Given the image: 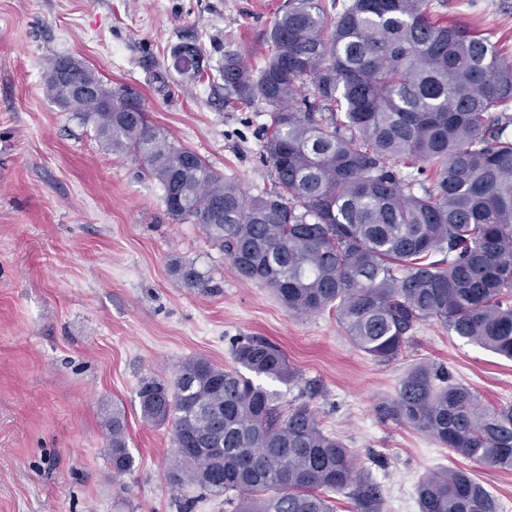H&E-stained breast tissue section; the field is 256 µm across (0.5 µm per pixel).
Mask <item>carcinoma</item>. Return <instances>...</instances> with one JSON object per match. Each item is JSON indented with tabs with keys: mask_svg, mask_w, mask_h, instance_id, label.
<instances>
[{
	"mask_svg": "<svg viewBox=\"0 0 512 512\" xmlns=\"http://www.w3.org/2000/svg\"><path fill=\"white\" fill-rule=\"evenodd\" d=\"M263 67L224 52V105L269 108L265 159L273 187L248 194L195 151L151 126L140 102L109 89L70 57L55 58L45 91L92 120L105 148L132 154L160 182L168 213L201 226L246 281L297 316L332 311L351 343L396 360L415 327L448 333L512 360V62L488 37L433 18V0H288ZM198 51L174 65L198 69ZM88 90L85 96L66 86ZM432 172L431 186L417 175ZM188 288L210 278L174 266ZM240 368L194 357L171 383L141 381L143 420L168 425L169 481L221 496L232 512H333L351 492L378 512L350 451L306 404L286 410L260 379L291 382L286 354L264 338L233 346ZM379 415L479 464L512 470V404L480 406L443 364L422 361ZM112 475L130 472L126 416H103ZM420 512H498L468 473L432 470L417 484Z\"/></svg>",
	"mask_w": 512,
	"mask_h": 512,
	"instance_id": "cac0c4a2",
	"label": "carcinoma"
}]
</instances>
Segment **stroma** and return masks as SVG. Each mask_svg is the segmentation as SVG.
Returning <instances> with one entry per match:
<instances>
[{"instance_id": "1", "label": "stroma", "mask_w": 512, "mask_h": 512, "mask_svg": "<svg viewBox=\"0 0 512 512\" xmlns=\"http://www.w3.org/2000/svg\"><path fill=\"white\" fill-rule=\"evenodd\" d=\"M287 0H0V512H230L187 483L172 489L171 432L143 422L141 379L172 380L190 357L231 369L233 342L262 336L296 373L272 383L280 406L304 403L378 486L381 512H419L427 471L468 472L512 512V470L491 468L379 417L414 363L444 364L481 404L512 403V361L418 325L400 357L358 350L329 311L291 314L244 281L200 225L168 214L141 160L115 156L93 123L44 93L49 65L70 56L109 87L134 92L152 125L249 194L269 190L267 108H228L219 68L241 53L260 69L265 35ZM436 20L491 34L512 61V0H441ZM197 48L201 74L173 54ZM196 263L210 290L183 286ZM127 418L131 472L113 477L105 411Z\"/></svg>"}]
</instances>
